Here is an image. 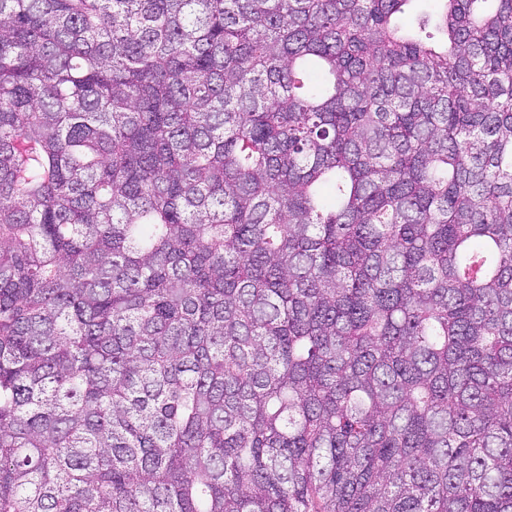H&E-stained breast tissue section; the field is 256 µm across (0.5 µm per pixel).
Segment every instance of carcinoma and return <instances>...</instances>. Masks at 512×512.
Here are the masks:
<instances>
[{"label": "carcinoma", "mask_w": 512, "mask_h": 512, "mask_svg": "<svg viewBox=\"0 0 512 512\" xmlns=\"http://www.w3.org/2000/svg\"><path fill=\"white\" fill-rule=\"evenodd\" d=\"M0 0V512H512V0Z\"/></svg>", "instance_id": "carcinoma-1"}]
</instances>
